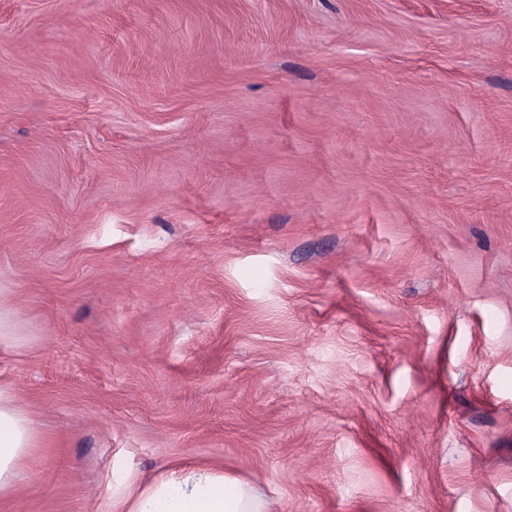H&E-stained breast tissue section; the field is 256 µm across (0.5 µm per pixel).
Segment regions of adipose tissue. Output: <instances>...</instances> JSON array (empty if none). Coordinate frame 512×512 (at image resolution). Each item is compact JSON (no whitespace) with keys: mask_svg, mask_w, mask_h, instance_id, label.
I'll use <instances>...</instances> for the list:
<instances>
[{"mask_svg":"<svg viewBox=\"0 0 512 512\" xmlns=\"http://www.w3.org/2000/svg\"><path fill=\"white\" fill-rule=\"evenodd\" d=\"M38 446L33 421L16 390L0 385V496L22 490L28 460ZM113 512H277L254 485L204 465L155 476L145 486L113 497Z\"/></svg>","mask_w":512,"mask_h":512,"instance_id":"obj_1","label":"adipose tissue"}]
</instances>
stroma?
<instances>
[{"label":"stroma","mask_w":512,"mask_h":512,"mask_svg":"<svg viewBox=\"0 0 512 512\" xmlns=\"http://www.w3.org/2000/svg\"><path fill=\"white\" fill-rule=\"evenodd\" d=\"M1 288L0 512H512V0H0ZM6 288L0 289V342L14 341L17 339L15 331L22 315L15 305L6 303L4 292ZM38 439L28 411L16 390L0 385V496L17 493L29 480L27 461ZM114 512H276L254 485L204 465L160 473L145 486L112 495Z\"/></svg>","instance_id":"35a3bbf8"}]
</instances>
